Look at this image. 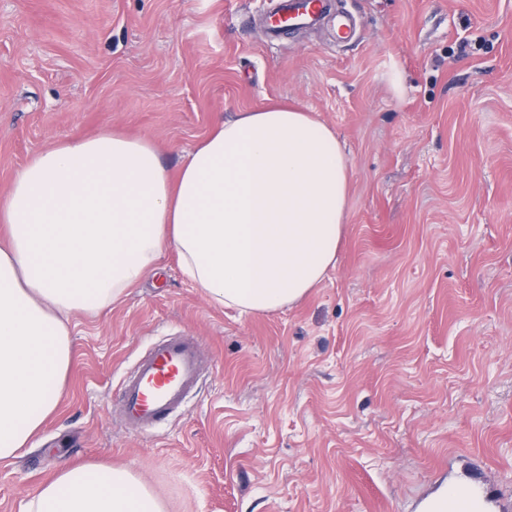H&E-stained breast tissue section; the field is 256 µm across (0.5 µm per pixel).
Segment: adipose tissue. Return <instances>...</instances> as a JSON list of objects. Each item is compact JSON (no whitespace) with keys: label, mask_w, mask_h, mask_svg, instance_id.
Instances as JSON below:
<instances>
[{"label":"adipose tissue","mask_w":512,"mask_h":512,"mask_svg":"<svg viewBox=\"0 0 512 512\" xmlns=\"http://www.w3.org/2000/svg\"><path fill=\"white\" fill-rule=\"evenodd\" d=\"M350 166L335 132L296 107L220 122L170 177L154 146L103 131L35 154L0 199V460L56 408L73 312L95 313L175 253L211 302L246 314L302 300L335 267ZM25 512H165L123 468L69 467ZM424 512H488L465 483Z\"/></svg>","instance_id":"ef3b65f1"}]
</instances>
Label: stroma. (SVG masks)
<instances>
[{"mask_svg": "<svg viewBox=\"0 0 512 512\" xmlns=\"http://www.w3.org/2000/svg\"><path fill=\"white\" fill-rule=\"evenodd\" d=\"M262 0H0V197L39 151L104 130L169 174L221 121L274 102L351 161L335 269L242 315L165 255L125 297L71 316L56 410L0 461V512L63 468L130 470L167 512H422L473 484L512 512V0H336L269 41ZM195 336L208 370L149 434L117 416L149 342Z\"/></svg>", "mask_w": 512, "mask_h": 512, "instance_id": "stroma-1", "label": "stroma"}]
</instances>
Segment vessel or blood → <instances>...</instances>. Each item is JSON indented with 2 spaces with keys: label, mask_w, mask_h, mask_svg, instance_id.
Listing matches in <instances>:
<instances>
[{
  "label": "vessel or blood",
  "mask_w": 512,
  "mask_h": 512,
  "mask_svg": "<svg viewBox=\"0 0 512 512\" xmlns=\"http://www.w3.org/2000/svg\"><path fill=\"white\" fill-rule=\"evenodd\" d=\"M263 24L269 38L281 32L317 26L333 20L337 41L353 39V19L336 14L333 0H278L266 9ZM205 368L200 342L193 336H172L153 344L123 381L119 414L125 424L140 433L151 432L179 411Z\"/></svg>",
  "instance_id": "obj_1"
}]
</instances>
